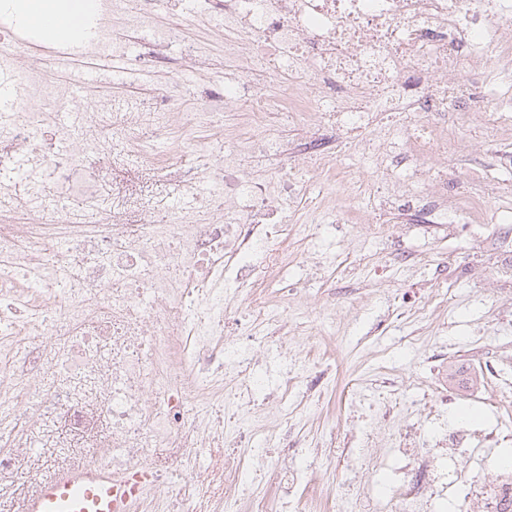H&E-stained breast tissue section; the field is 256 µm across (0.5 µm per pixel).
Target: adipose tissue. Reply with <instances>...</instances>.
<instances>
[{"label":"adipose tissue","mask_w":512,"mask_h":512,"mask_svg":"<svg viewBox=\"0 0 512 512\" xmlns=\"http://www.w3.org/2000/svg\"><path fill=\"white\" fill-rule=\"evenodd\" d=\"M93 8L92 0H0V19L19 26L40 19V35L54 41L89 27Z\"/></svg>","instance_id":"ef3b65f1"}]
</instances>
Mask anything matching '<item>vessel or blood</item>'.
I'll return each instance as SVG.
<instances>
[{
  "mask_svg": "<svg viewBox=\"0 0 512 512\" xmlns=\"http://www.w3.org/2000/svg\"><path fill=\"white\" fill-rule=\"evenodd\" d=\"M100 39L99 28H88L65 42L59 61L90 53ZM128 497L126 482L113 479L108 469L93 464L62 467L26 496L21 512H124Z\"/></svg>",
  "mask_w": 512,
  "mask_h": 512,
  "instance_id": "obj_1",
  "label": "vessel or blood"
}]
</instances>
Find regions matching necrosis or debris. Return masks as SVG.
Returning a JSON list of instances; mask_svg holds the SVG:
<instances>
[{
  "label": "necrosis or debris",
  "instance_id": "4bbe7bcc",
  "mask_svg": "<svg viewBox=\"0 0 512 512\" xmlns=\"http://www.w3.org/2000/svg\"><path fill=\"white\" fill-rule=\"evenodd\" d=\"M170 0H112V28L141 35ZM224 67L245 81L218 98L245 113L219 129L212 113L183 112L174 86L124 103L101 102L94 119L46 125L43 113L0 114V512H16L11 479L34 452L91 438L81 462L134 478L128 512H326L321 492L289 495L279 472L251 470L267 448L303 447L285 411L318 396L304 370L322 368L333 337L302 325L308 344L257 372L252 343L277 346L287 311L269 315L265 294L284 280L288 252L277 218L301 194L293 169L262 183L247 165L285 148L273 121L355 134L379 115L399 126L360 146L370 174L340 187L343 163L309 151L327 201L382 197L419 203L432 223L462 216L440 193L457 180L462 143L446 128L487 111L489 93L512 106V68L497 90L480 65L490 47L512 56V0H216ZM475 73L456 78L461 61ZM287 75L291 91L255 89V75ZM46 136L47 145L34 139ZM81 139L80 152L60 143ZM225 145L215 189L202 194L210 141ZM85 185L84 214L58 191ZM185 200L170 205L168 189ZM246 304L244 341L224 342L227 313ZM237 424L239 448L229 446ZM413 428L391 441L416 460L388 512H437L453 497L466 512H512V469L493 480L467 473L488 456L437 437L409 448ZM262 436L267 448L253 444Z\"/></svg>",
  "mask_w": 512,
  "mask_h": 512
}]
</instances>
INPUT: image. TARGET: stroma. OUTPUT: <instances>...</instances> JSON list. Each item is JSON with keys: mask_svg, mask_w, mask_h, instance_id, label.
Returning a JSON list of instances; mask_svg holds the SVG:
<instances>
[{"mask_svg": "<svg viewBox=\"0 0 512 512\" xmlns=\"http://www.w3.org/2000/svg\"><path fill=\"white\" fill-rule=\"evenodd\" d=\"M207 14L205 0H174L168 15L197 49L195 65L181 73L188 112L208 105L235 78L224 68L223 40L201 24ZM143 50L134 43L125 55L81 59L78 68L110 71L116 80L85 87L66 106L46 93L32 111L92 113L103 98L152 93L171 75L137 63ZM460 136L467 146L458 163L462 188L482 197L487 222L451 234L428 224L422 213L399 224L383 202L342 201L341 223L321 225L310 241L304 211L288 215V250L298 257L288 268V285L300 297L292 313H325V331L336 338L333 393L293 416L320 445L337 449L335 461L306 470V480L326 483L333 496L357 499L356 512H385V497L365 502L360 495L381 485L395 488L402 473L393 449L372 431L366 410L352 412L353 390L396 378L411 403L404 422L416 427L422 443L461 426L475 433L495 426L493 404L501 393L480 383L474 357L496 356L498 372L512 376V279L499 276L503 257L495 248L512 218V172L496 163L499 153L512 150V127L491 128L478 115ZM487 182L497 190L485 197ZM373 223L387 228L386 237L370 233ZM441 382L455 397L444 409L428 397Z\"/></svg>", "mask_w": 512, "mask_h": 512, "instance_id": "1", "label": "stroma"}]
</instances>
